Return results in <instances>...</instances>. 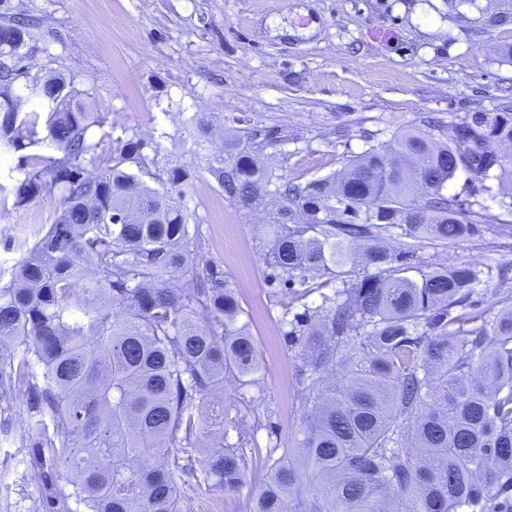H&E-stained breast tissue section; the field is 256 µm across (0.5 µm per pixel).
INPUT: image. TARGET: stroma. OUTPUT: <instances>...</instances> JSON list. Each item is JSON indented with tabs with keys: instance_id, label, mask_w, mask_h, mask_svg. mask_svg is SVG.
Here are the masks:
<instances>
[{
	"instance_id": "stroma-1",
	"label": "stroma",
	"mask_w": 512,
	"mask_h": 512,
	"mask_svg": "<svg viewBox=\"0 0 512 512\" xmlns=\"http://www.w3.org/2000/svg\"><path fill=\"white\" fill-rule=\"evenodd\" d=\"M9 12L37 18L21 48V113L47 117L30 85L62 74L91 107V133L103 159L141 140L128 163L150 187L171 169L195 179L186 200L199 228L197 252L237 292L258 341L263 368L254 385L230 383L224 406L242 412L253 435L252 468L240 491H189L190 512H245L267 470L269 448H286L301 424L294 395L297 361L284 313L319 304L268 277L256 209L225 199L208 169L227 137L243 131L278 180L332 175L369 147L406 130L446 138L476 112H512V5L507 0H5ZM22 151L0 144V276L44 235L62 191L45 185L24 205L19 155L50 165L61 151L44 125L26 132ZM448 194L488 203L479 233L447 244L396 236L412 263L480 270L479 307L512 306V213L489 202L480 182L459 172ZM24 387L0 395V512H39L42 499L66 501L62 467L38 457L27 428Z\"/></svg>"
}]
</instances>
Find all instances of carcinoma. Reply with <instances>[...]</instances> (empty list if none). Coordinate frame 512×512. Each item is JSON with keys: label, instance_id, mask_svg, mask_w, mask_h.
<instances>
[{"label": "carcinoma", "instance_id": "carcinoma-1", "mask_svg": "<svg viewBox=\"0 0 512 512\" xmlns=\"http://www.w3.org/2000/svg\"><path fill=\"white\" fill-rule=\"evenodd\" d=\"M34 21L0 23V142L20 148L19 49ZM48 100V138L63 157L31 170L20 205L47 181L56 222L0 284V384H25L34 447L71 473L82 512H183L190 481L234 492L246 482L250 430L224 408V383L252 384L258 343L233 287L200 262L185 167L147 186L104 166L90 112L62 75L32 88ZM238 135L210 174L250 205L273 174ZM512 112H477L448 140L421 129L348 159L331 176L275 187L258 232L269 277L326 288L294 315L301 437L265 473L248 512H512V310L475 311L479 272L438 265L415 278L390 243H455L490 215L444 190L458 171L511 199ZM237 441H226L228 430Z\"/></svg>", "mask_w": 512, "mask_h": 512}]
</instances>
